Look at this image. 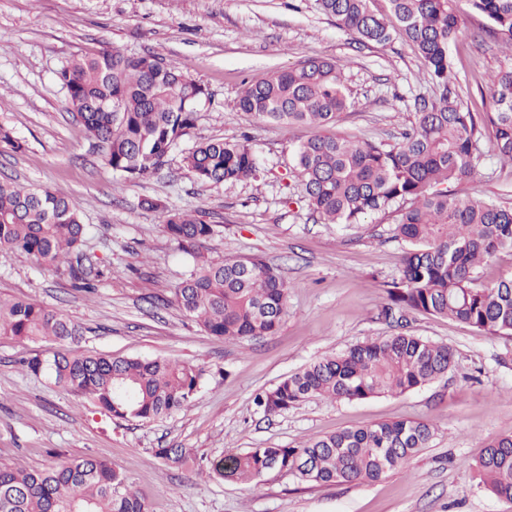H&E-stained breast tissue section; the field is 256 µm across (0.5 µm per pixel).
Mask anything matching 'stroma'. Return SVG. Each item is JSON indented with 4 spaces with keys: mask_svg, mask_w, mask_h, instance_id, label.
I'll return each mask as SVG.
<instances>
[{
    "mask_svg": "<svg viewBox=\"0 0 512 512\" xmlns=\"http://www.w3.org/2000/svg\"><path fill=\"white\" fill-rule=\"evenodd\" d=\"M486 19L460 16L448 52L465 106L493 111L491 74L512 68V49L486 33ZM104 48L152 53L206 86L211 99L165 164L128 181L68 110L57 73L76 54ZM310 57L345 66L352 107L333 131L352 140L400 141L417 120L416 102L437 97L417 52L404 40L358 43L316 0H0V126L22 143L0 154V180L69 196L87 235L86 269L95 292L71 288L63 273L0 247V297L58 307L82 329L79 353L164 358L203 372L195 399L153 422L106 416L87 399L23 369L51 357L52 341L0 336V464L48 468L92 456L123 471L150 512H512V502L479 485L475 465L487 440L512 434V336L417 311L384 317L386 284L399 277L406 245L394 216L324 224L291 174L293 149L315 135L252 120L236 102L244 81ZM247 141L259 178L204 184L183 165L195 143ZM480 125L475 174L450 184L457 196L512 205V165ZM163 208L201 210L212 224L205 257L256 258L287 285L274 335L238 343L208 335L173 299L193 268L163 232ZM409 331L453 351L447 376L419 389L365 400L311 399L268 416L258 394L330 353ZM400 419L433 423L436 433L404 466L376 482L317 485L288 471L241 484L210 478L212 460L250 448H292L341 429ZM179 448L185 461L158 457Z\"/></svg>",
    "mask_w": 512,
    "mask_h": 512,
    "instance_id": "35a3bbf8",
    "label": "stroma"
}]
</instances>
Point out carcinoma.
<instances>
[{"instance_id": "obj_1", "label": "carcinoma", "mask_w": 512, "mask_h": 512, "mask_svg": "<svg viewBox=\"0 0 512 512\" xmlns=\"http://www.w3.org/2000/svg\"><path fill=\"white\" fill-rule=\"evenodd\" d=\"M482 15L512 43V0H316L318 7L359 42H409L439 90L422 102L416 126L391 149L339 138L330 132L352 106L344 65L311 58L246 83L239 111L284 126H317L323 133L301 142L292 173L306 200L326 224H358L366 215L395 214L394 237L406 242L401 275L387 284L392 305L468 324L488 336H512V277L477 284L485 258L512 252V206L458 198L444 185L470 177L481 160L478 122L452 81L448 45L456 35L460 2ZM71 112L102 146L103 161L128 179L165 162L193 126L207 89L154 54L103 50L77 56L58 72ZM496 151L512 164V70L490 75ZM183 162L202 183L256 177L248 144L210 139ZM163 231L194 267L174 291L182 311L211 336L246 342L276 333L285 313L286 285L261 260L204 257L213 225L199 211L167 210ZM87 233L77 205L48 188L0 181V247L51 267H64L72 286L95 289L81 263ZM79 327L60 308L23 299H0V336L76 341ZM448 345L410 332L356 344L313 362L257 398L264 414L286 411L308 399L364 400L402 394L447 375ZM56 384L87 398L115 418L155 421L187 406L203 374L166 359L77 354L65 347L49 359L26 363ZM432 424L396 420L344 429L298 448H250L213 462L223 479L253 481L276 468L327 485L375 482L427 447ZM477 464L485 490L512 501V435L484 445ZM0 512H150L127 476L108 463L82 458L45 469L0 465Z\"/></svg>"}]
</instances>
